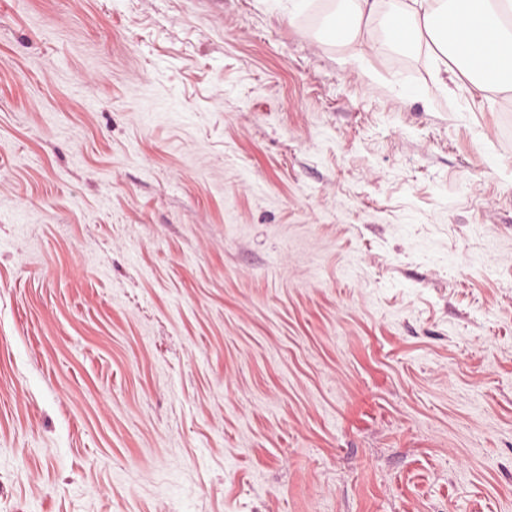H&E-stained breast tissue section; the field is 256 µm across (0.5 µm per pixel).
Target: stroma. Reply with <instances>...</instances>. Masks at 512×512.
<instances>
[{"mask_svg":"<svg viewBox=\"0 0 512 512\" xmlns=\"http://www.w3.org/2000/svg\"><path fill=\"white\" fill-rule=\"evenodd\" d=\"M338 0H0V512H512V93ZM354 13L339 12L336 14V28L341 38L357 42L355 57L360 63H368V59L379 52L380 47L365 37L367 27L375 12L376 2L381 0H353ZM365 21V22H364Z\"/></svg>","mask_w":512,"mask_h":512,"instance_id":"obj_1","label":"stroma"}]
</instances>
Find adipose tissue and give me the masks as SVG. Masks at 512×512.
<instances>
[{"label": "adipose tissue", "instance_id": "adipose-tissue-1", "mask_svg": "<svg viewBox=\"0 0 512 512\" xmlns=\"http://www.w3.org/2000/svg\"><path fill=\"white\" fill-rule=\"evenodd\" d=\"M376 2L355 0L353 12L336 15L341 38L356 43L361 63L379 51L365 36ZM383 21L391 46L426 47L477 91H512V0H389Z\"/></svg>", "mask_w": 512, "mask_h": 512}]
</instances>
